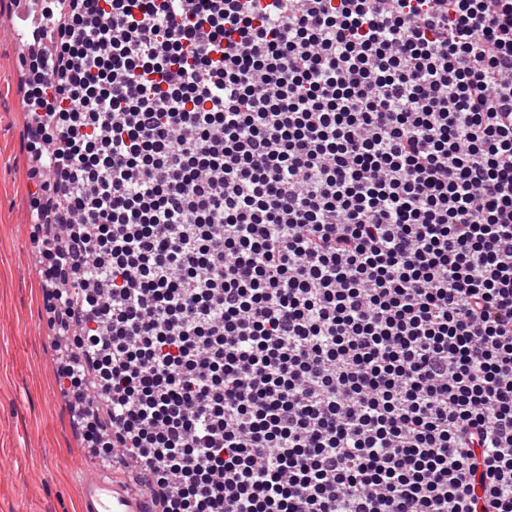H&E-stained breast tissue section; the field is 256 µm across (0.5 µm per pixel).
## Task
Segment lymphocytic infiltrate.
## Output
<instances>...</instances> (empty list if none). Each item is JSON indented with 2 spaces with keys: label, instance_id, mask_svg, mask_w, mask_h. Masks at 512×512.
Listing matches in <instances>:
<instances>
[{
  "label": "lymphocytic infiltrate",
  "instance_id": "1",
  "mask_svg": "<svg viewBox=\"0 0 512 512\" xmlns=\"http://www.w3.org/2000/svg\"><path fill=\"white\" fill-rule=\"evenodd\" d=\"M32 238L88 448L159 512H512V0H41Z\"/></svg>",
  "mask_w": 512,
  "mask_h": 512
}]
</instances>
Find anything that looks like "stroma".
<instances>
[{"mask_svg": "<svg viewBox=\"0 0 512 512\" xmlns=\"http://www.w3.org/2000/svg\"><path fill=\"white\" fill-rule=\"evenodd\" d=\"M27 109L14 46L0 40V512H79L89 456L56 374L31 242Z\"/></svg>", "mask_w": 512, "mask_h": 512, "instance_id": "obj_1", "label": "stroma"}]
</instances>
